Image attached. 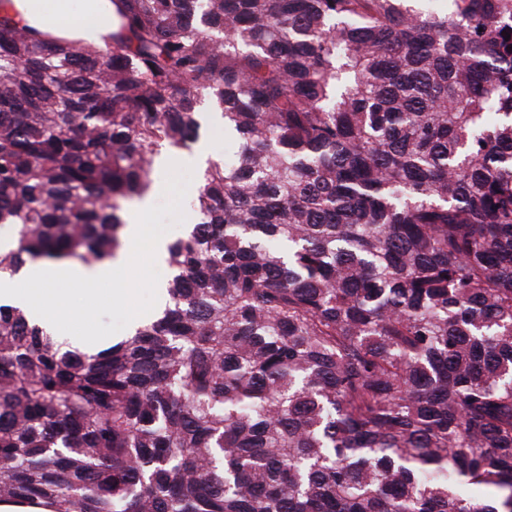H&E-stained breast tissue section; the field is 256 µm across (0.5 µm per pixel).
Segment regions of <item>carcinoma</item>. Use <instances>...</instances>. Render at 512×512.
<instances>
[{
  "label": "carcinoma",
  "instance_id": "carcinoma-1",
  "mask_svg": "<svg viewBox=\"0 0 512 512\" xmlns=\"http://www.w3.org/2000/svg\"><path fill=\"white\" fill-rule=\"evenodd\" d=\"M120 0L0 15V276L96 264L209 101L237 152L169 305L95 355L0 305V500L512 512V0ZM74 0H2L0 13H8L23 26L77 41L82 46H102L112 33L115 7L112 0H83L82 12L74 13Z\"/></svg>",
  "mask_w": 512,
  "mask_h": 512
}]
</instances>
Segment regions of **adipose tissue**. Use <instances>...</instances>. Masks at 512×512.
Listing matches in <instances>:
<instances>
[{
	"instance_id": "ef3b65f1",
	"label": "adipose tissue",
	"mask_w": 512,
	"mask_h": 512,
	"mask_svg": "<svg viewBox=\"0 0 512 512\" xmlns=\"http://www.w3.org/2000/svg\"><path fill=\"white\" fill-rule=\"evenodd\" d=\"M72 0H0V13L9 14L23 26L77 41L83 46H100L112 31L115 7L112 0H87L82 12L72 10ZM149 201H142L127 218L122 231L123 246L116 257L87 266L73 260L30 265L23 274L0 278V304L26 309L38 322L53 325L63 308L64 293L92 297L94 288L109 285L113 306H122L129 295L124 277L127 265L150 242V260L163 263L168 240L149 237L144 217Z\"/></svg>"
}]
</instances>
